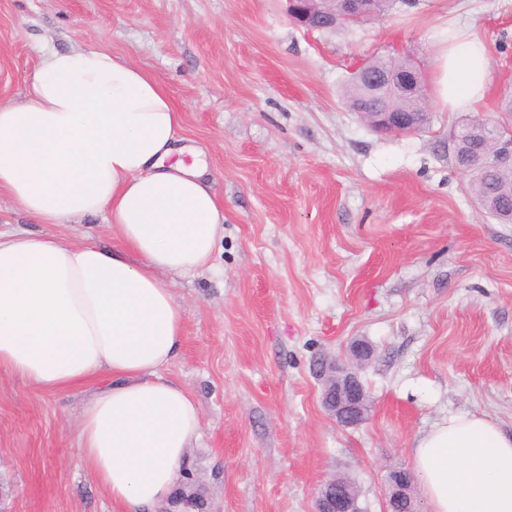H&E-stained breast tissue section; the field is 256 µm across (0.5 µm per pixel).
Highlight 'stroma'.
I'll use <instances>...</instances> for the list:
<instances>
[{
  "instance_id": "35a3bbf8",
  "label": "stroma",
  "mask_w": 512,
  "mask_h": 512,
  "mask_svg": "<svg viewBox=\"0 0 512 512\" xmlns=\"http://www.w3.org/2000/svg\"><path fill=\"white\" fill-rule=\"evenodd\" d=\"M450 19L491 51L473 112L433 93L428 126L404 135L349 110L342 89L376 56L434 78ZM46 44L109 47L165 87L224 204L209 264L164 277L186 335L164 374L200 408L187 468L203 512H314L339 474L362 512H386L388 472L412 470L448 417L512 433V224L479 207L448 147L469 118L512 121V0H394L334 31L296 26L283 0H0V102L23 100ZM356 339L370 408L344 428L314 365ZM87 395L0 372V512H112L80 460Z\"/></svg>"
}]
</instances>
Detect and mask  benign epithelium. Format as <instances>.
<instances>
[{
	"mask_svg": "<svg viewBox=\"0 0 512 512\" xmlns=\"http://www.w3.org/2000/svg\"><path fill=\"white\" fill-rule=\"evenodd\" d=\"M343 12L326 13L327 20L317 19V0H286L288 16L301 27L314 25L315 29H334L338 23L356 22L362 12V0H342ZM365 83L373 89L376 97L386 91H393L403 97L421 99L422 87L420 73L414 69L398 71L387 69L379 73L362 72ZM361 117L377 132L411 134L422 130L430 121V113L425 109L413 112H388L379 107L364 103L358 110ZM462 164L470 169L486 163L499 166L512 165V126L503 124L492 143L483 147V151L460 158ZM316 375L322 383V404L324 408L342 426L360 423L366 411V394L356 372L340 365L337 361L323 360L318 363ZM413 478L397 470L388 477L387 512H421L412 495ZM358 493L354 487L341 477H334L321 486L315 499V512H358L356 508ZM197 502L194 497L193 483L185 482L178 494L160 512H195Z\"/></svg>",
	"mask_w": 512,
	"mask_h": 512,
	"instance_id": "benign-epithelium-1",
	"label": "benign epithelium"
}]
</instances>
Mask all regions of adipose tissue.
I'll return each instance as SVG.
<instances>
[{"label": "adipose tissue", "instance_id": "1", "mask_svg": "<svg viewBox=\"0 0 512 512\" xmlns=\"http://www.w3.org/2000/svg\"><path fill=\"white\" fill-rule=\"evenodd\" d=\"M486 41L456 26L437 85L449 111L484 98ZM167 90L106 48L44 49L21 103L0 102V193L35 223L100 215L112 245L0 232V371L54 392L89 388L81 462L113 512H157L199 435L191 393L162 371L185 319L162 278L204 268L224 209L203 150L183 143ZM429 512H512V435L448 418L412 450Z\"/></svg>", "mask_w": 512, "mask_h": 512}]
</instances>
